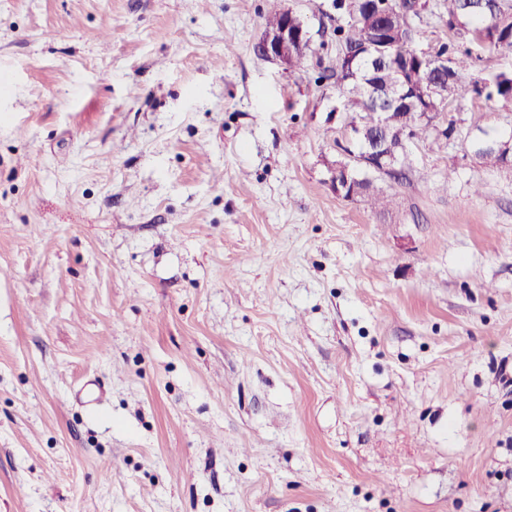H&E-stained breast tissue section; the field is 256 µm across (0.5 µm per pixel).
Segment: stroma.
I'll return each instance as SVG.
<instances>
[{
	"mask_svg": "<svg viewBox=\"0 0 512 512\" xmlns=\"http://www.w3.org/2000/svg\"><path fill=\"white\" fill-rule=\"evenodd\" d=\"M283 4L296 71L267 0H0V512H512V105L466 89L377 215L333 0ZM285 10L281 0L270 1L269 9L264 15L265 28H274L280 25L282 19L283 21L278 29L265 34L261 42V50L266 58L288 67L289 49L292 44L301 45L309 30L302 15L293 12L291 9ZM295 16L303 24L304 29L298 24ZM509 139V138H508ZM508 139H500V140H484L485 142L479 143L475 146V150L480 154L483 163L491 168L506 170L512 173V164L509 165L504 157L503 153H500L493 147L485 146L484 144H494L503 141H508Z\"/></svg>",
	"mask_w": 512,
	"mask_h": 512,
	"instance_id": "35a3bbf8",
	"label": "stroma"
}]
</instances>
